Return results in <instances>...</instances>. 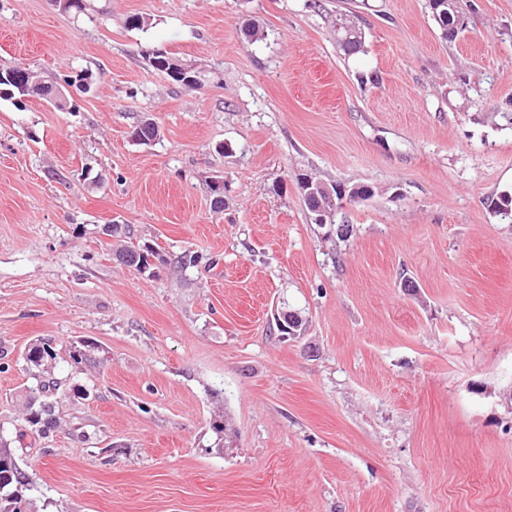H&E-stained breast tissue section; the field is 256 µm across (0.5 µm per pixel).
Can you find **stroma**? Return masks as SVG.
Here are the masks:
<instances>
[{"instance_id":"35a3bbf8","label":"stroma","mask_w":512,"mask_h":512,"mask_svg":"<svg viewBox=\"0 0 512 512\" xmlns=\"http://www.w3.org/2000/svg\"><path fill=\"white\" fill-rule=\"evenodd\" d=\"M84 4L0 0V64L92 81L63 111L0 99V437L22 512H512V0H458L452 41L426 0ZM300 174L371 189L349 236L313 223ZM107 224L160 262L117 261ZM39 342L46 434L26 420ZM83 345L94 362L72 361Z\"/></svg>"}]
</instances>
